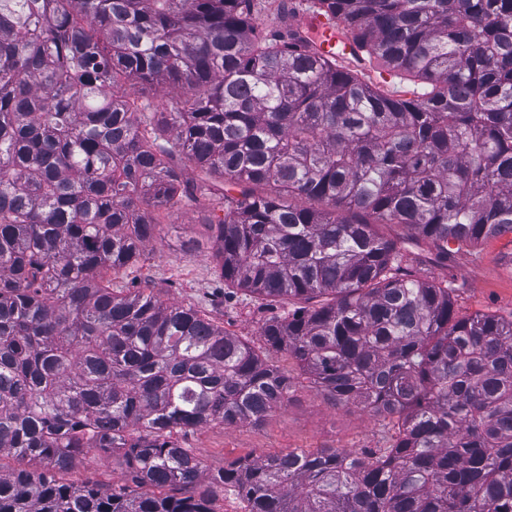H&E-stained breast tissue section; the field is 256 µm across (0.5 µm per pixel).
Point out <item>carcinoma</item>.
Listing matches in <instances>:
<instances>
[{
    "mask_svg": "<svg viewBox=\"0 0 512 512\" xmlns=\"http://www.w3.org/2000/svg\"><path fill=\"white\" fill-rule=\"evenodd\" d=\"M252 8L0 0V512H214L182 437L289 401L268 351L388 434L224 461L211 484L246 512H512V319L459 314L376 230L445 266L512 235V0H309L412 98ZM202 199L224 286L295 304L259 347L112 287L155 211ZM116 451L126 482L62 480ZM275 1L274 3H272ZM280 0H254L252 23L260 31L271 34L280 28L276 10ZM271 3V4H270ZM362 72L367 81L381 90L394 91L405 98L413 97V91L421 92V84H418L413 78L390 72L375 62L369 63L366 61V66Z\"/></svg>",
    "mask_w": 512,
    "mask_h": 512,
    "instance_id": "cac0c4a2",
    "label": "carcinoma"
}]
</instances>
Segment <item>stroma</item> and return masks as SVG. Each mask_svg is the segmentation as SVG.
Wrapping results in <instances>:
<instances>
[{"label":"stroma","instance_id":"35a3bbf8","mask_svg":"<svg viewBox=\"0 0 512 512\" xmlns=\"http://www.w3.org/2000/svg\"><path fill=\"white\" fill-rule=\"evenodd\" d=\"M201 218L200 209L194 206L169 212L157 234L146 243L143 262L133 271L118 275L112 285L127 288L134 284L150 289L163 300L204 311L227 332L258 341L264 322L283 316L289 304L245 294L223 299L217 291L212 233ZM399 245L411 257L418 278L437 281L453 274L454 299L461 313L512 316V235L490 238L458 253L448 270L427 262L422 247L413 242L403 239ZM271 359L294 379L289 402L259 428L211 424L189 432L184 439L186 447L192 448L208 469H220L225 461L238 457H260L288 449L341 448L357 452L384 446L381 422L360 408L328 405L287 356L275 353Z\"/></svg>","mask_w":512,"mask_h":512}]
</instances>
